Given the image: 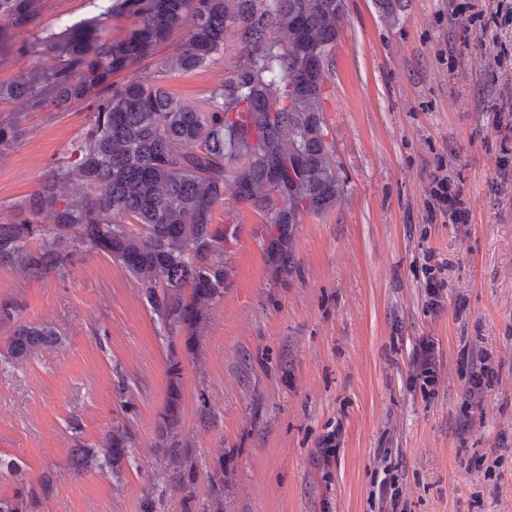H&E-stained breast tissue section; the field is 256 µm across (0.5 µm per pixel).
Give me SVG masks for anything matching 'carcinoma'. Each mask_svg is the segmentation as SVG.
Wrapping results in <instances>:
<instances>
[{
  "instance_id": "1",
  "label": "carcinoma",
  "mask_w": 512,
  "mask_h": 512,
  "mask_svg": "<svg viewBox=\"0 0 512 512\" xmlns=\"http://www.w3.org/2000/svg\"><path fill=\"white\" fill-rule=\"evenodd\" d=\"M383 16L404 0H374ZM42 0H0V54L37 56L28 71L0 83L17 104L0 121V152L22 135L23 112H64L82 102L91 115L70 159L55 163L9 219L0 222V267L26 276L62 274L80 253L117 263L139 288L170 345L196 349L215 300L228 285L231 224L213 223L229 198L259 214L266 254L294 268L293 235L306 215L336 207L345 182L327 141L325 85L345 17V0H107L102 13L58 32L40 29ZM120 23V34L107 21ZM241 50L224 81L198 103L161 79L197 70ZM157 71L136 66L162 50ZM21 302L0 300V321H16L5 359L23 364L65 343L49 323L15 320ZM182 367L167 369L166 401L154 447L164 468L183 466ZM123 427L88 446L68 438L74 475L117 468L132 447ZM57 482L42 471L28 490L0 497V512H32Z\"/></svg>"
}]
</instances>
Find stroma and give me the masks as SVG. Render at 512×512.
<instances>
[{"mask_svg": "<svg viewBox=\"0 0 512 512\" xmlns=\"http://www.w3.org/2000/svg\"><path fill=\"white\" fill-rule=\"evenodd\" d=\"M102 0H46L45 30L96 14ZM449 0H410L386 19L373 0H346L324 118L345 199L308 215L293 240L295 268L279 274L257 231L262 220L225 201L233 224L230 285L210 310L196 356L183 366L181 472L163 470L152 443L166 398L169 348L131 280L106 256L65 275L28 279L0 267V300L21 321L49 323L63 347L25 364L0 357V474L10 496L46 469L57 474L50 512H213L210 478L223 468V512H380L392 474L411 512H512V75L489 68V26L458 45ZM239 48L166 85L198 99L231 71ZM85 110L32 112L0 153V217L71 151ZM448 158L471 208L468 234L425 221L426 191ZM449 260L447 298L430 311L420 288L426 250ZM439 348L441 383L424 398L410 383L419 337ZM488 354L499 377L462 421L461 353ZM126 393H119V386ZM126 427L134 446L120 476H74L59 443L92 444ZM340 431L337 460L317 461Z\"/></svg>", "mask_w": 512, "mask_h": 512, "instance_id": "1", "label": "stroma"}]
</instances>
